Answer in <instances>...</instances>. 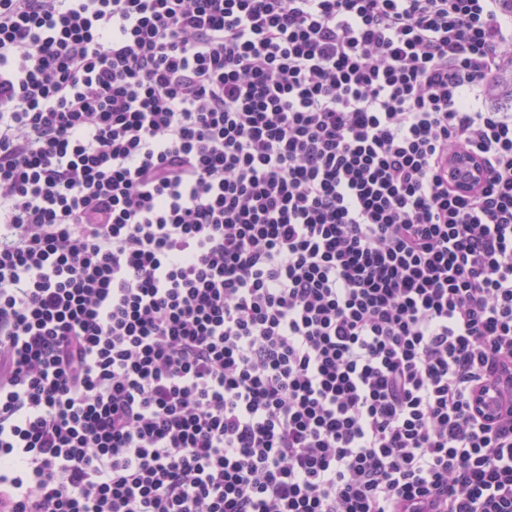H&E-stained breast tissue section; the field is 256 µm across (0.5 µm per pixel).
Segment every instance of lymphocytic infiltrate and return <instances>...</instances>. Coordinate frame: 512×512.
<instances>
[{
    "label": "lymphocytic infiltrate",
    "instance_id": "obj_1",
    "mask_svg": "<svg viewBox=\"0 0 512 512\" xmlns=\"http://www.w3.org/2000/svg\"><path fill=\"white\" fill-rule=\"evenodd\" d=\"M504 5L0 0L7 512H512ZM458 158L467 159V156L464 151H459L457 155L448 158V161L446 159L443 161L444 175H448V186L451 189L461 194L471 195L480 187V181H474L473 176L469 175V172L476 174L472 167L473 163L477 165L478 162L471 160L473 163L461 164L456 160Z\"/></svg>",
    "mask_w": 512,
    "mask_h": 512
}]
</instances>
